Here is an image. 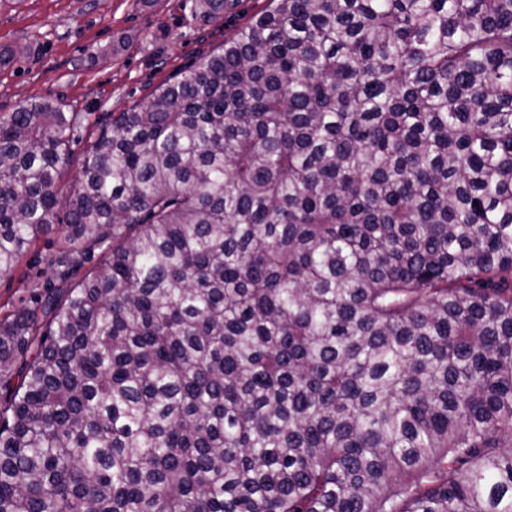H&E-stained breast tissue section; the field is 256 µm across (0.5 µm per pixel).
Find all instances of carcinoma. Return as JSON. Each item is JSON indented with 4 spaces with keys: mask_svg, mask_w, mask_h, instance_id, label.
I'll return each mask as SVG.
<instances>
[{
    "mask_svg": "<svg viewBox=\"0 0 512 512\" xmlns=\"http://www.w3.org/2000/svg\"><path fill=\"white\" fill-rule=\"evenodd\" d=\"M65 108L0 115V275L66 217L0 512H512V0H270L67 191Z\"/></svg>",
    "mask_w": 512,
    "mask_h": 512,
    "instance_id": "carcinoma-1",
    "label": "carcinoma"
}]
</instances>
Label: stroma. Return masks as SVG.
<instances>
[{"mask_svg":"<svg viewBox=\"0 0 512 512\" xmlns=\"http://www.w3.org/2000/svg\"><path fill=\"white\" fill-rule=\"evenodd\" d=\"M269 0H224V15L186 18L183 0H0V49L16 51L0 68V114L46 97L84 121L65 181L78 174L99 121L145 103L207 53L219 49ZM59 224H50L9 275L0 276V316L31 307L53 277Z\"/></svg>","mask_w":512,"mask_h":512,"instance_id":"obj_1","label":"stroma"}]
</instances>
